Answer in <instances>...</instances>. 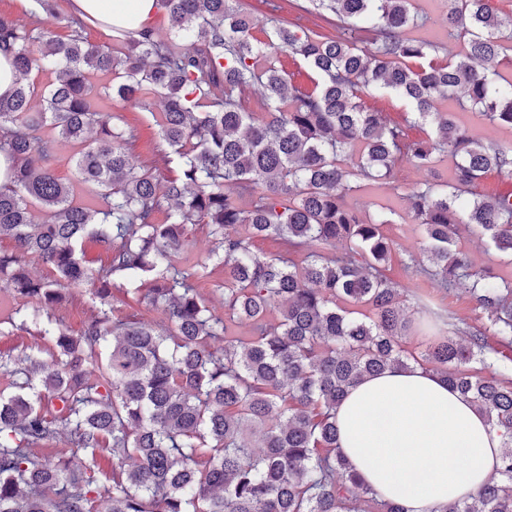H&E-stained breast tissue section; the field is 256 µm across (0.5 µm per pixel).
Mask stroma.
Returning a JSON list of instances; mask_svg holds the SVG:
<instances>
[{"label":"stroma","mask_w":512,"mask_h":512,"mask_svg":"<svg viewBox=\"0 0 512 512\" xmlns=\"http://www.w3.org/2000/svg\"><path fill=\"white\" fill-rule=\"evenodd\" d=\"M416 5L428 15L429 20L424 26L410 29L409 38L419 41H441L454 49H462V39L448 33V26L444 22L447 9L443 0H416ZM146 101V107L140 108L96 96L92 98L91 106L100 112L117 114L119 126L133 133L127 143L129 154L139 166L148 170L162 183L175 174L173 164L167 163L164 158L166 147L158 136V128L154 121L155 113L163 109L164 102L160 96L153 93L147 95ZM443 106L457 114L470 134L487 143L512 146V129L490 123L478 112L463 105L458 98H448ZM453 166V159L449 156L441 157L429 171L404 166L399 171L395 183H372L351 197L349 203L368 216L389 209L397 213V223L385 228L386 234L394 243L393 256L386 275L392 282L406 289L412 319L418 322L425 321L424 309L430 306L447 312L456 321H463L474 327L478 324V311L469 294L440 288L418 273V265L425 262L424 238L418 225L414 224L407 214V197L413 188L427 180L441 184L450 181ZM460 241L474 269L496 277L512 278V264L506 263L486 240L464 229L460 232Z\"/></svg>","instance_id":"35a3bbf8"}]
</instances>
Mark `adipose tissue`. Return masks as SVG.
Masks as SVG:
<instances>
[{
  "mask_svg": "<svg viewBox=\"0 0 512 512\" xmlns=\"http://www.w3.org/2000/svg\"><path fill=\"white\" fill-rule=\"evenodd\" d=\"M158 0H73L81 18L137 30ZM339 446L378 497L404 512L474 498L495 473L502 438L433 371L389 369L352 388L336 411Z\"/></svg>",
  "mask_w": 512,
  "mask_h": 512,
  "instance_id": "adipose-tissue-1",
  "label": "adipose tissue"
}]
</instances>
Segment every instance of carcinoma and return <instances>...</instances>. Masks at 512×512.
<instances>
[{
  "label": "carcinoma",
  "mask_w": 512,
  "mask_h": 512,
  "mask_svg": "<svg viewBox=\"0 0 512 512\" xmlns=\"http://www.w3.org/2000/svg\"><path fill=\"white\" fill-rule=\"evenodd\" d=\"M175 47L153 29L116 30L93 44L84 24L55 35L54 0H32L47 23L26 30L0 17V50L18 82L0 96V292L22 299L10 324L39 327L45 349L0 361V512H403L376 497L338 446L336 407L359 381L388 368L418 366L468 398L502 437L497 476L470 501L439 512H512V281L472 268L458 246L461 225L477 230L512 262V193L475 191L490 172L512 174V149L471 135L437 101L461 94L489 121L512 128V80L481 64L512 38V15L488 0H448V28L461 51L404 36L423 21L413 0H308L336 28L323 37L273 13L258 20L240 0H159ZM270 26L258 42V23ZM288 51L319 81L305 93L276 65ZM448 56L438 64L434 57ZM57 73L44 86L38 74ZM112 76L95 89L93 73ZM368 89L412 107L391 122L361 105ZM257 90L262 111L241 97ZM146 107L159 94L162 142L178 160L159 186L127 152L132 132L112 112L89 107L93 93ZM430 128L409 134L410 124ZM81 182L100 191L90 208L51 169L54 147ZM455 158L452 182L424 183L408 210L424 234L423 271L442 288L469 294L485 323L467 333L441 320L440 339L416 355L401 289L385 275L392 241L347 199L367 181H390L404 165L430 169ZM250 197L240 207L224 187ZM45 213L34 220V209ZM204 224L210 260L224 273V315L209 306L197 273L174 264ZM248 225L250 236L238 232ZM275 237L307 251L299 266L253 250ZM105 259L92 267L85 240ZM344 245L336 252V245ZM52 271L34 278L27 257ZM88 284L100 316L78 336L57 317L73 288ZM160 308L164 320L116 314L112 286ZM248 336H232V325ZM224 340V348L213 342ZM112 453V476L98 461Z\"/></svg>",
  "instance_id": "cac0c4a2"
}]
</instances>
